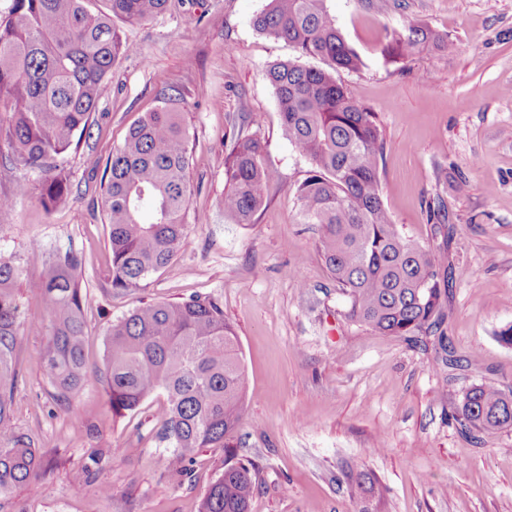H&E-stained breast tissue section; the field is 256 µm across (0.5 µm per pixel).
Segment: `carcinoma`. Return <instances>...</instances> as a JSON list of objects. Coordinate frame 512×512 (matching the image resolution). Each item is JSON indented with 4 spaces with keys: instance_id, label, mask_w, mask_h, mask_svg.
<instances>
[{
    "instance_id": "obj_1",
    "label": "carcinoma",
    "mask_w": 512,
    "mask_h": 512,
    "mask_svg": "<svg viewBox=\"0 0 512 512\" xmlns=\"http://www.w3.org/2000/svg\"><path fill=\"white\" fill-rule=\"evenodd\" d=\"M86 2L12 0L0 20V150L11 163L41 173L39 202L47 211L70 194L56 158L89 133L112 66L135 52L113 20H147L168 0H105L106 10L97 14ZM253 27L294 45L302 56L329 61L335 71L362 66L327 0H268ZM426 46L453 49L448 36L419 22L388 33L383 53L409 57ZM265 78L288 139L311 164L297 187V223L319 225L317 246L348 297V318L415 344L437 332L445 319L448 266L440 253L405 239L393 224L382 199L385 143L376 115L328 71L288 60L268 66ZM189 159L182 113L171 98L144 113L107 158L101 187L112 288H134L146 275L173 268L189 231ZM278 179L256 135L238 133L224 158V215L235 224L253 223ZM81 264L70 249L54 252L44 276L29 283L46 307L47 317L30 327L44 332V368L60 401L79 392L93 373L115 414L137 411L154 393L165 395L161 435L173 448L169 471L179 477L197 449L229 451L242 419L244 366L218 299L155 302L112 323L102 365L91 372L85 358L90 297L77 280ZM19 275L13 259L0 254V493L31 482L40 468L30 440L12 426ZM505 404L506 393L483 382L464 393L453 418L469 432H493L507 427L498 418ZM345 480L362 503L381 502L382 490L359 468L349 469ZM254 488L251 468L227 456L200 512H249Z\"/></svg>"
}]
</instances>
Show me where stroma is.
Listing matches in <instances>:
<instances>
[{
  "instance_id": "obj_1",
  "label": "stroma",
  "mask_w": 512,
  "mask_h": 512,
  "mask_svg": "<svg viewBox=\"0 0 512 512\" xmlns=\"http://www.w3.org/2000/svg\"><path fill=\"white\" fill-rule=\"evenodd\" d=\"M266 4L169 0L153 18L117 22L139 51L114 65L89 136L58 157L71 192L52 211L38 202L37 173L0 157V195L16 197L0 217V254L21 270L12 424L41 458L35 482L0 495V512H199L224 471L223 449L202 448L182 480L170 478L172 448L158 436L163 395L117 415L92 378L70 403L58 401L42 334L28 327L45 305L28 284L42 276L46 252L66 249L81 256L79 284L93 298L91 366L102 363L112 322L145 304L220 301L245 368L232 444L254 467L250 512H361L343 481L350 464L378 479L381 512H512V428L476 441L452 418L471 385L512 392V346L498 339L512 327V0L327 3L363 61L336 80L376 113L386 141L384 204L405 238L446 251V334L456 356L480 353L470 369L448 368L435 340L414 347L346 318V298L317 247L319 227L296 218L310 163L283 131L264 76L277 61L329 64L256 32L252 19ZM413 22L446 33L454 50L385 56L387 32ZM164 92L189 138V233L172 271L116 291L93 165ZM240 130L261 137L265 162L280 175L250 224L227 219L222 205L224 157ZM21 183L30 191L19 197ZM438 204L440 221L429 213ZM35 240L43 252L31 251Z\"/></svg>"
}]
</instances>
